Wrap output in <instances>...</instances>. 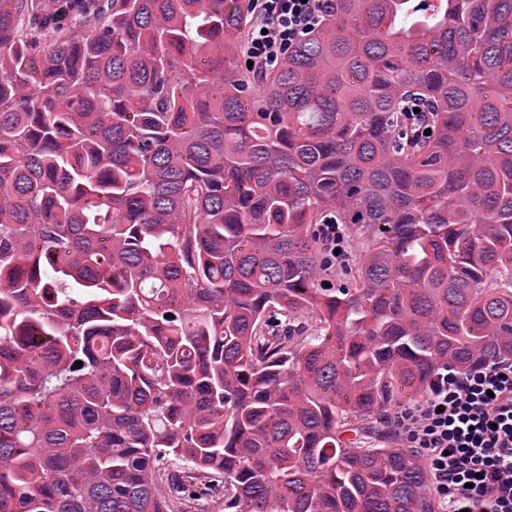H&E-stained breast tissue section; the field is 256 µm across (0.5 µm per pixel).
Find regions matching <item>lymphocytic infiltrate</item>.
<instances>
[{"mask_svg": "<svg viewBox=\"0 0 512 512\" xmlns=\"http://www.w3.org/2000/svg\"><path fill=\"white\" fill-rule=\"evenodd\" d=\"M335 0H250L252 71L281 65ZM447 512H512V358L439 368L424 396L392 417Z\"/></svg>", "mask_w": 512, "mask_h": 512, "instance_id": "lymphocytic-infiltrate-1", "label": "lymphocytic infiltrate"}]
</instances>
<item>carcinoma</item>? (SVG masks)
<instances>
[{
    "instance_id": "cac0c4a2",
    "label": "carcinoma",
    "mask_w": 512,
    "mask_h": 512,
    "mask_svg": "<svg viewBox=\"0 0 512 512\" xmlns=\"http://www.w3.org/2000/svg\"><path fill=\"white\" fill-rule=\"evenodd\" d=\"M247 10L0 0V512H436L386 412L512 357V0H336L255 93ZM340 224H321L319 238L326 253V258L334 262H342L346 256V234ZM339 249V254L334 250Z\"/></svg>"
}]
</instances>
